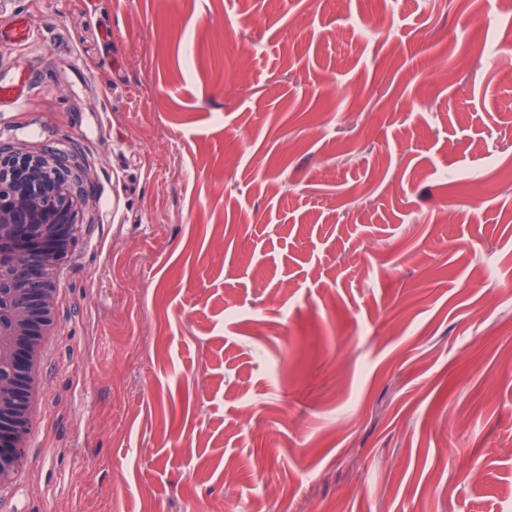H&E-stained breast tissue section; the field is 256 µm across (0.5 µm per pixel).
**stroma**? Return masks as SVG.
I'll list each match as a JSON object with an SVG mask.
<instances>
[{"instance_id": "stroma-1", "label": "stroma", "mask_w": 512, "mask_h": 512, "mask_svg": "<svg viewBox=\"0 0 512 512\" xmlns=\"http://www.w3.org/2000/svg\"><path fill=\"white\" fill-rule=\"evenodd\" d=\"M480 2L0 0V145L82 199L0 512H512Z\"/></svg>"}]
</instances>
